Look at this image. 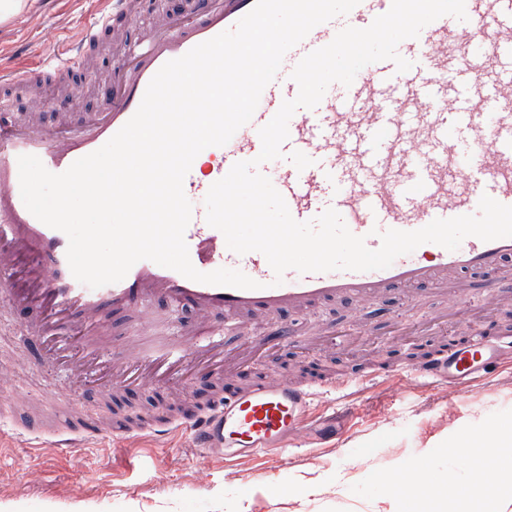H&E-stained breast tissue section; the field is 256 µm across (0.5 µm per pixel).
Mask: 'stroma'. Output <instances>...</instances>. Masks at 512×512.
<instances>
[{"label": "stroma", "instance_id": "1", "mask_svg": "<svg viewBox=\"0 0 512 512\" xmlns=\"http://www.w3.org/2000/svg\"><path fill=\"white\" fill-rule=\"evenodd\" d=\"M176 0H143L129 20L116 27L89 68L81 70L83 91L68 110L51 111L53 92L35 84L0 92V119L34 128L72 127L95 111L109 81L104 60L120 59L128 44L147 35L158 13L171 12ZM99 0H34L27 13L0 25V48L26 60L59 55L76 22L97 14ZM479 274L466 276L456 296L434 286L409 294H388L360 305L358 300L321 306L317 321L302 313L255 314L243 334L224 339L236 352L242 340L255 341L254 362L232 372V384L276 377L281 363L308 365L329 354L342 377L353 378L361 355L379 349L407 358L411 347L462 329L501 328L512 309V266L499 277L493 301L473 304L482 287ZM28 306L0 310V412L44 402L50 388L66 389V372L48 359L40 339L25 336L34 319ZM293 327L294 335L275 336L276 328ZM213 378L199 373L183 382L129 386L102 391L85 382L77 393L84 418L106 424L151 404L160 411L182 410L187 399H204ZM512 427V370L495 371L463 392L379 386L357 397L350 437L342 448H298L291 459L224 462L184 440L159 447L153 440L120 446L108 441L89 448H31L12 440L0 446V506L5 512H375L393 474L424 467L429 478L452 472L467 482L469 467L485 468L476 456L461 466L448 452L449 439L479 436ZM324 492L305 493L308 482Z\"/></svg>", "mask_w": 512, "mask_h": 512}]
</instances>
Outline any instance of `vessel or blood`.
Returning a JSON list of instances; mask_svg holds the SVG:
<instances>
[{
	"label": "vessel or blood",
	"mask_w": 512,
	"mask_h": 512,
	"mask_svg": "<svg viewBox=\"0 0 512 512\" xmlns=\"http://www.w3.org/2000/svg\"><path fill=\"white\" fill-rule=\"evenodd\" d=\"M131 4L106 0L105 10L84 27L80 38L69 41L57 62L15 70L0 59V83L59 71L68 61L90 55L111 31L113 20L129 16ZM391 4L360 0L348 14L314 27L286 53L251 120L226 145L209 147L218 162L208 177L200 178L192 169L184 179V193L194 201L184 234L193 266L204 273L220 268L241 271L257 281V288L195 282L149 260L135 263L120 282L90 288L71 273L67 236L34 217L21 198L19 156H37L56 174L66 171L125 125L166 62L233 28L255 5V0H212L203 9L192 0L184 12L164 17L148 37L126 51L101 106L79 126L0 127V269L20 253L31 259L26 286L4 289L0 301L35 303L42 318L27 326V333L51 337L49 352L54 356L82 351L74 371L102 364L107 383L147 385L191 365L222 370L225 329L259 312L306 313L343 297L368 302L393 288L406 292L425 284H447L452 273L483 274L484 291L492 293L498 286L496 273L512 261V237L485 242L471 236L454 251L425 243L383 270L302 274L290 269L278 285L262 253L229 250L223 234L206 221L204 199L211 185L233 164L257 160L260 128L283 101L297 96L291 72L298 62L329 44L340 30L370 26ZM465 10L470 29L484 31V38L460 40L448 17H440L397 47L403 58L425 63L426 71L398 75L393 61L375 62L362 68L351 86L328 88L315 108L294 113L282 158L260 162L258 170L283 196L296 221L335 209L348 229L375 249L386 230L414 231L436 219L477 213L485 195L512 206V112L503 109V91L512 87V0H465ZM452 45L466 51L456 68L448 65ZM295 151L307 155L311 166L297 169L288 159ZM158 299L166 306L165 342L149 351L133 350L120 361L101 362L103 347L112 342L106 313H144ZM189 305L197 310L198 322L184 321L182 313ZM79 314L84 317L80 324L74 321ZM493 366L512 367V330L492 335L474 331L464 342L448 345L443 353L414 362L403 372H366L351 387L266 378L234 391L219 388L201 405H190L181 415L148 428L129 423L82 426L70 416L54 423L10 417L0 423V444L18 437L32 448L46 442L55 448H81L104 438L124 443L184 434L193 447L224 460L284 456L293 448H338L346 432L336 420L353 408L360 391L387 381L463 391Z\"/></svg>",
	"instance_id": "obj_1"
}]
</instances>
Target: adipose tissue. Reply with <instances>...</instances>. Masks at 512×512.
<instances>
[{
	"mask_svg": "<svg viewBox=\"0 0 512 512\" xmlns=\"http://www.w3.org/2000/svg\"><path fill=\"white\" fill-rule=\"evenodd\" d=\"M482 447L486 458L494 461L497 479L483 483L478 472L469 475V490L446 481L427 484L419 481L420 500L426 512H507L512 506V432L496 430L476 441H463L452 447V455L465 459L472 452L473 445Z\"/></svg>",
	"mask_w": 512,
	"mask_h": 512,
	"instance_id": "ef3b65f1",
	"label": "adipose tissue"
}]
</instances>
